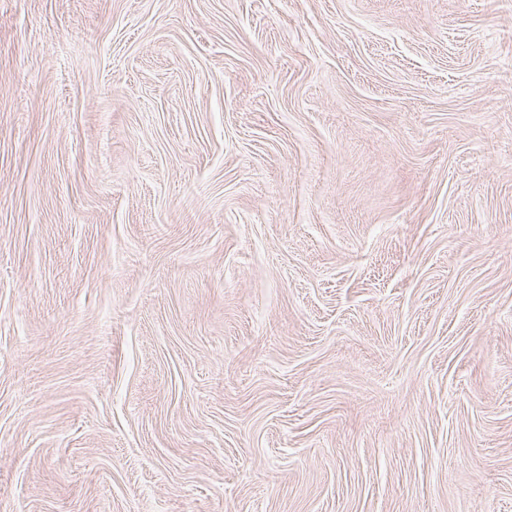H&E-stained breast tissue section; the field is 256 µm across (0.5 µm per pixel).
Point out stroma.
<instances>
[{
    "label": "stroma",
    "instance_id": "1",
    "mask_svg": "<svg viewBox=\"0 0 512 512\" xmlns=\"http://www.w3.org/2000/svg\"><path fill=\"white\" fill-rule=\"evenodd\" d=\"M0 512H512V0H0Z\"/></svg>",
    "mask_w": 512,
    "mask_h": 512
}]
</instances>
